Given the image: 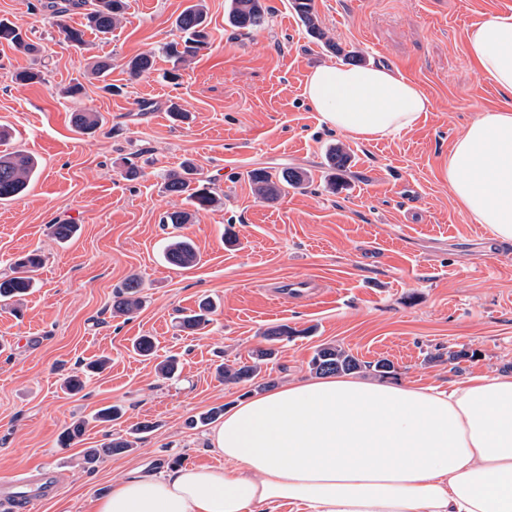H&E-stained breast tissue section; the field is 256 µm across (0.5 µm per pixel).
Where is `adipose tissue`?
<instances>
[{
    "label": "adipose tissue",
    "mask_w": 512,
    "mask_h": 512,
    "mask_svg": "<svg viewBox=\"0 0 512 512\" xmlns=\"http://www.w3.org/2000/svg\"><path fill=\"white\" fill-rule=\"evenodd\" d=\"M466 52L512 97V13L473 24ZM304 94L357 141L398 136L431 101L387 67L324 63ZM448 191L512 241V107L484 111L448 155ZM223 466L134 475L96 512H512V373L405 387L351 374L291 381L237 403L212 434Z\"/></svg>",
    "instance_id": "ef3b65f1"
}]
</instances>
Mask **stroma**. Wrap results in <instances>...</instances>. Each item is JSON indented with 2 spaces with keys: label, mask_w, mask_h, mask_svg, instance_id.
I'll list each match as a JSON object with an SVG mask.
<instances>
[{
  "label": "stroma",
  "mask_w": 512,
  "mask_h": 512,
  "mask_svg": "<svg viewBox=\"0 0 512 512\" xmlns=\"http://www.w3.org/2000/svg\"><path fill=\"white\" fill-rule=\"evenodd\" d=\"M111 34L85 31L74 47L44 0H0V19L19 26L38 53L0 43V154L37 160L27 192L0 202V277L38 250L43 263L27 295L0 304V484L25 470L51 471L58 490L34 512H93L126 477L174 463L220 466L211 426L188 422L276 386L313 378L309 361L323 344L360 360L392 362V379L445 386L475 374L512 372V242H497L448 193V154L481 112L502 95L466 54V32L512 0H314L322 38L312 37L291 0H264L262 29L238 30L228 0H204L210 45L174 65L161 51L179 37L177 16L190 0H127ZM154 52L153 69L131 78L128 61ZM395 68L422 86L431 109L394 138L355 141L327 127L303 95L309 71L346 53ZM42 70L39 83L18 71ZM178 70V80L167 74ZM81 85L78 97L68 89ZM178 102L190 114L172 122ZM94 112L90 134L72 124ZM349 156L337 190L325 186L326 154ZM141 168L125 176L127 161ZM192 161L219 199L194 213L181 235L198 250L194 267L163 259L166 213L189 210L164 188L166 170ZM293 168L307 183L276 200L259 199L248 173ZM77 225L69 240L52 227ZM143 304L112 312L128 279ZM311 279L316 298L282 300L283 283ZM216 309L202 329L180 325L202 299ZM288 325L292 339L264 365L257 383L218 379L219 364L249 361L264 332ZM154 337L153 356L133 349ZM176 356V377L157 365ZM108 358L83 389L64 381ZM118 406L120 419L94 414ZM86 423L70 445L60 436ZM150 432L134 435L137 426ZM133 437L130 451L83 464L88 449Z\"/></svg>",
  "instance_id": "stroma-1"
}]
</instances>
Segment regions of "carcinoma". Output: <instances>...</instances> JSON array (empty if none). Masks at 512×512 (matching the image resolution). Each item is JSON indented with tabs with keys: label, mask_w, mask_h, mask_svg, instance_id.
I'll use <instances>...</instances> for the list:
<instances>
[{
	"label": "carcinoma",
	"mask_w": 512,
	"mask_h": 512,
	"mask_svg": "<svg viewBox=\"0 0 512 512\" xmlns=\"http://www.w3.org/2000/svg\"><path fill=\"white\" fill-rule=\"evenodd\" d=\"M127 7V0H49L45 8L56 21V25L64 37L76 46L85 43L84 31L67 24V18L74 12L84 11L91 30L108 34L120 22ZM293 9L306 27L316 37L321 36L318 19L314 12L313 0H293ZM267 20V8L263 0H231L229 21L237 29L258 30ZM177 29L182 33L180 40L167 43L163 51L179 61L196 57L207 47L209 33L207 31L206 11L202 0H196L177 17ZM6 40L28 51H35L34 45L26 42L22 32L15 26L0 21V41ZM154 64L151 54H142L127 64L131 76L139 77L150 71ZM72 123L76 129L87 133L97 128L98 117L90 112H75ZM328 175L326 187L336 190V172L343 170L348 162L347 153L340 147H333L327 154ZM37 170V162L21 153L13 152L0 155V201H6L26 192ZM259 198L266 201L277 199L286 189L298 188L307 181L304 172L295 169H284L279 174H272L264 168L253 169L248 174ZM166 190L176 196H186L195 211L207 210L217 203L216 196L205 180L198 177L195 166L186 161L180 170L171 171L166 175ZM165 260L179 268H190L195 265L198 255L194 243L187 237H172L164 252ZM41 264V256L31 253L13 266V274L0 279V301L6 302L19 297L33 287L34 274ZM141 283L136 279L128 280L123 289L115 296L112 309L121 313H132L141 306L139 296ZM212 311L210 302L198 305V310L182 318L181 326L189 330H198L209 321ZM293 335L288 326L281 325L265 332L270 346L259 349L254 355L251 365L239 368L224 366L218 370L219 376L226 382H242L255 379L260 373V364L270 360L276 354L271 344L283 341ZM310 368L317 374H334L338 372H357L362 368L371 369L379 375L389 373L390 363L379 360L372 364L363 362L354 355L335 345L318 348L311 360ZM133 442L118 439L103 448H92L85 454L84 464L93 468L101 458L113 454H121L131 450Z\"/></svg>",
	"instance_id": "carcinoma-1"
}]
</instances>
